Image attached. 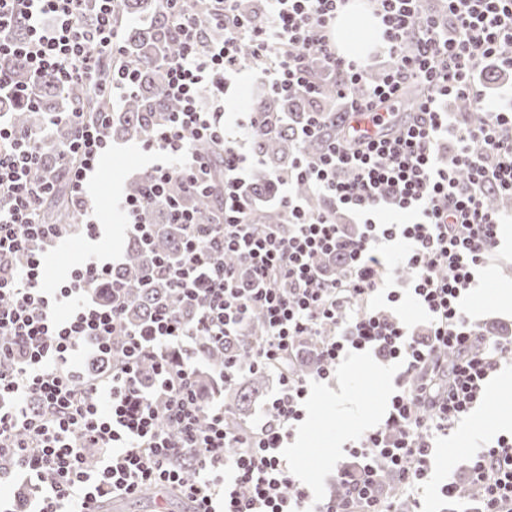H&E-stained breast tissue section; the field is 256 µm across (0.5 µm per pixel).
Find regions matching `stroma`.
I'll list each match as a JSON object with an SVG mask.
<instances>
[{
    "label": "stroma",
    "instance_id": "35a3bbf8",
    "mask_svg": "<svg viewBox=\"0 0 512 512\" xmlns=\"http://www.w3.org/2000/svg\"><path fill=\"white\" fill-rule=\"evenodd\" d=\"M259 93L251 70L230 78L224 93V125L229 136L242 137L237 119ZM147 165L148 155L140 143L116 139L111 154L104 157L88 182V212L108 234L106 248L113 261L123 259L128 242L126 217L114 200L124 194L130 180L144 173ZM505 217L496 256L480 272L478 287L464 301L470 318L487 333L512 330V306L503 305L499 299L501 286L512 283V211L506 212ZM396 373V367L356 352L340 368L335 380L312 383L306 419L283 449L296 463L302 483L327 495L335 492L338 471L354 464L353 458L342 453V445L383 419L386 396ZM508 411L512 412V402H503L496 392H489L472 415L449 434V445L459 450L453 467L456 482L469 478L466 450L471 434L478 432L492 439L504 433L500 418Z\"/></svg>",
    "mask_w": 512,
    "mask_h": 512
}]
</instances>
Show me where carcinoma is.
Instances as JSON below:
<instances>
[{"label":"carcinoma","mask_w":512,"mask_h":512,"mask_svg":"<svg viewBox=\"0 0 512 512\" xmlns=\"http://www.w3.org/2000/svg\"><path fill=\"white\" fill-rule=\"evenodd\" d=\"M126 16L141 17L145 19V23L138 27L122 29L124 56L116 60L109 56L105 57L98 81L107 79L114 63H123L136 69L137 82L134 93L124 100L119 114L112 122V135L127 141H140L164 113L176 110L175 104L166 98V74L158 58L162 53L175 52L178 45L173 35L174 24L164 10L161 0H119L117 20L120 21ZM0 74L9 77L20 86H32L31 99L0 98V112L9 113L13 125L36 135L39 158L51 169H62L66 166V150L71 130L67 124L61 123L52 134H42L50 113L70 112L74 109L101 112L109 108L107 98L98 95L94 86H64L50 71L32 77L26 61L18 55L0 54ZM335 100V92L329 88L314 103L301 96L283 99L268 94L251 103L252 108L267 112L276 121V127L273 129L265 125L250 132V139L264 163L263 171L257 174L250 188L251 194L258 199V204L253 210L258 223L284 222L282 206L265 205V201L272 193V177H288V170L294 164L297 150L302 148L310 153L318 150L317 142H308L304 145L300 143L297 121L300 120L302 113L313 109L335 111ZM172 193L183 208L195 212L201 221L209 222L215 219L217 191H212L208 197L200 196L176 183L173 185ZM146 217L157 225V234L152 236V242L149 244L129 242L124 261L113 271L127 289L132 317L139 323L147 321L155 307L171 297L169 283L160 274H153L152 284L144 286L152 263L161 257L173 258L181 251V238L177 235L175 226L170 224V214L166 207L150 204L146 209ZM40 219L48 224H67L73 219L64 182H58L50 205L41 212ZM246 345L247 339L239 338L233 350L238 364L245 368L231 386L233 395L230 417L236 425L246 421L252 407L262 399L267 387V372L249 370ZM197 354L212 367L219 369L224 365V351L214 348L204 336L197 342Z\"/></svg>","instance_id":"cac0c4a2"}]
</instances>
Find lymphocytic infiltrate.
<instances>
[{
	"label": "lymphocytic infiltrate",
	"instance_id": "obj_1",
	"mask_svg": "<svg viewBox=\"0 0 512 512\" xmlns=\"http://www.w3.org/2000/svg\"><path fill=\"white\" fill-rule=\"evenodd\" d=\"M263 2L255 21L240 13L239 0H214L208 14L222 36L208 40L187 0H163L176 20L179 48L164 64L178 109L142 144L153 159L145 195L119 205L136 240L151 235L147 204L166 203L183 245L176 263L160 265L173 302L142 325L126 322L112 261L91 256L63 280L47 281V254L67 238L98 239L101 228L38 221L53 177L33 135L0 121V478L17 470L39 482L37 512H100L105 500L150 488L178 493L191 512H398L400 496L430 479L438 445L483 400L488 378L512 360V340L481 335L462 305L499 242L502 218L486 194L512 196V108L485 109L475 85L487 62L512 69V55L502 53L512 46V0H442L435 11L420 0H373L389 61L372 85L366 63L336 51L332 31L346 0ZM117 12V0H0V53L22 56L33 73L53 72L62 84L88 83L102 53L123 51ZM19 25L28 31L22 42L12 37ZM246 52L266 92L314 101L331 82L342 115L340 134L319 154L298 153L293 180H279L286 215L279 228L250 219L246 188L259 154L226 137L220 114L201 103L206 92L223 102ZM413 84L422 95L406 112ZM457 98L484 109L483 125L449 124L447 105ZM112 119L109 111L51 117L73 128L66 179L75 210L110 145ZM364 119L375 135L361 130ZM446 138L457 148L443 160L437 147ZM201 142L222 148V170L197 151ZM297 180L328 210L310 214L293 190ZM175 182L219 189L215 223H199L171 199ZM340 208L358 217V234L337 224ZM385 209L413 220L377 223ZM383 243L404 247L426 335L393 313L402 293L389 285ZM228 254L241 268L225 265ZM185 306L194 307L192 319H184ZM256 309L264 334L250 368L278 372L279 387L261 422L233 432L224 407L198 395L195 349L202 336L218 347L241 336ZM301 336L313 339L320 380L335 376L353 349L401 369L384 424L347 446L359 469L331 498L302 485L280 452L308 395L307 378L281 367ZM81 349L119 360L96 377L76 364ZM144 361L155 367L148 382L139 373ZM187 459L189 481L179 468ZM470 464L484 485L480 512H512V433L473 448Z\"/></svg>",
	"mask_w": 512,
	"mask_h": 512
}]
</instances>
